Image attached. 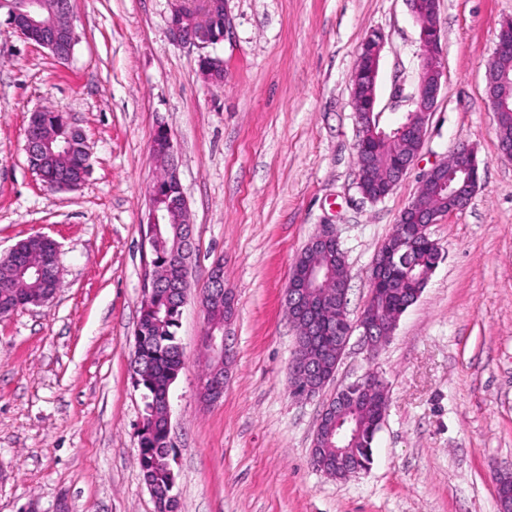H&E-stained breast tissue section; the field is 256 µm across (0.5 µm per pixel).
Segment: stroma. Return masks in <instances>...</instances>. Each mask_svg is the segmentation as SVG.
Returning a JSON list of instances; mask_svg holds the SVG:
<instances>
[{"instance_id":"35a3bbf8","label":"stroma","mask_w":512,"mask_h":512,"mask_svg":"<svg viewBox=\"0 0 512 512\" xmlns=\"http://www.w3.org/2000/svg\"><path fill=\"white\" fill-rule=\"evenodd\" d=\"M226 6L231 28L210 50L224 61L219 88L204 81L199 49L171 40L170 0H70L79 41L65 64L0 16V254L41 233L63 266L51 302L0 318V512H155L129 362L161 125L193 238L172 386L181 512H499L493 471L512 466V160L499 150L485 71L512 0H439L437 106L417 161L377 202L358 188L351 74L378 29L384 114L396 77L415 85L419 28L406 0ZM41 109L86 135L91 171L75 189L46 191L28 165L25 131ZM462 144L485 168L466 208L430 226L445 258L421 296L377 352L351 336L320 394L292 398L285 293L297 256L333 225L357 321L375 254L426 172ZM219 260L235 297V358L209 405L201 297ZM370 369L388 391L370 470L336 479L312 469L324 404ZM169 149V150H168ZM168 151V171L173 176V179L178 183L179 187L181 185L178 167L175 161V148L172 140H170L169 147V135L166 131H158L156 132L153 141H152V155L157 161H160L162 164L161 172L165 170L164 163H166Z\"/></svg>"}]
</instances>
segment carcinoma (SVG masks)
<instances>
[{
    "instance_id": "1",
    "label": "carcinoma",
    "mask_w": 512,
    "mask_h": 512,
    "mask_svg": "<svg viewBox=\"0 0 512 512\" xmlns=\"http://www.w3.org/2000/svg\"><path fill=\"white\" fill-rule=\"evenodd\" d=\"M32 124L44 136L57 143L67 142L65 153H45L40 157L38 168L42 178L50 183L66 178L78 179L87 156L74 140L67 116L61 112L45 111L32 114ZM418 144L396 134L363 141L360 155L368 158L373 167V179L362 185V190L378 198L391 192L386 176L401 165L417 149ZM169 135L156 132L152 141V155L160 163H166ZM179 194L178 186L166 178H160V190L151 202L161 212L167 210V199ZM415 202L420 211H448L447 191L436 181H427L421 187ZM191 229L187 211L173 212L167 223L160 225L162 242L152 253L151 263L159 274L149 299L142 302L137 333L141 336L135 358L130 366L135 385L143 388L146 399L142 428L139 431V466L144 483H151L169 491L175 487L172 465L157 462L160 456L170 455L171 443L167 433V419L160 404L161 398L176 380L182 365L183 352L178 341L179 310L186 299L188 280L184 279L179 250L186 233ZM437 245L421 238L406 260L399 259L391 265L388 285L379 287L373 302L367 308L368 318L385 321L401 316L406 305L418 288L424 287L425 277L437 260ZM45 265L50 269L57 265V249L54 241L27 237L26 243L7 260H0V316H8L28 305L30 299L46 294L49 289L60 287L53 278L25 277L18 272L25 267ZM379 402L368 399L351 407V425L356 428L359 442L356 444L362 462L368 464L373 455L376 434L381 429L378 414Z\"/></svg>"
}]
</instances>
